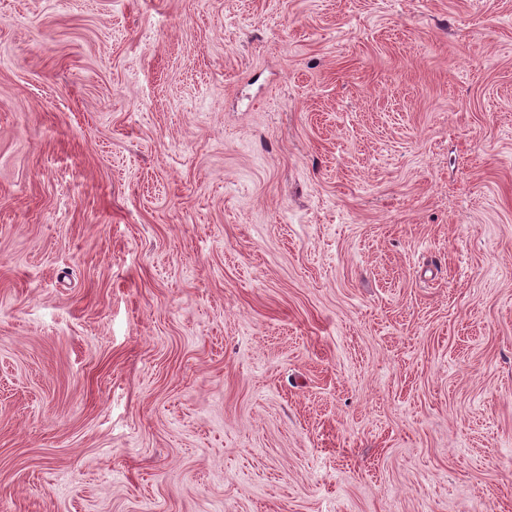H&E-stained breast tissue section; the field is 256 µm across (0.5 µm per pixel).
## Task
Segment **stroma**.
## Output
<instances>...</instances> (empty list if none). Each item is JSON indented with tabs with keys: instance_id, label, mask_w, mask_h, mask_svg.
Segmentation results:
<instances>
[{
	"instance_id": "stroma-1",
	"label": "stroma",
	"mask_w": 512,
	"mask_h": 512,
	"mask_svg": "<svg viewBox=\"0 0 512 512\" xmlns=\"http://www.w3.org/2000/svg\"><path fill=\"white\" fill-rule=\"evenodd\" d=\"M0 512H512V0H0Z\"/></svg>"
}]
</instances>
